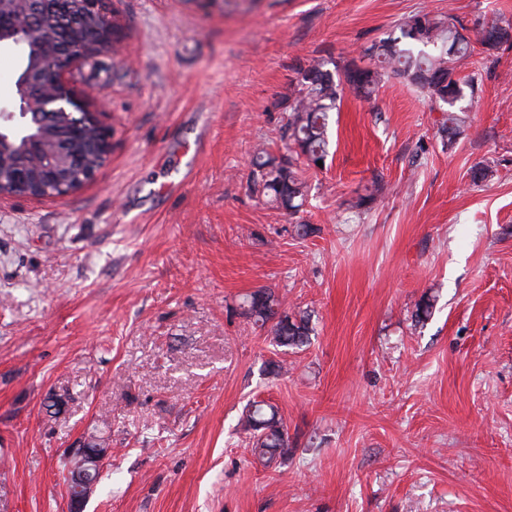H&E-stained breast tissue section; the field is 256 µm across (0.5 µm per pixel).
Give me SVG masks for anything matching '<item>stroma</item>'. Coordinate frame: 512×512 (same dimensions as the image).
I'll list each match as a JSON object with an SVG mask.
<instances>
[{
  "mask_svg": "<svg viewBox=\"0 0 512 512\" xmlns=\"http://www.w3.org/2000/svg\"><path fill=\"white\" fill-rule=\"evenodd\" d=\"M119 9V52L76 84L111 133L103 166L64 197L0 200V512H68L63 452L99 439L112 453L84 512H512V45L476 43L512 0ZM421 11L476 43L455 140L392 76L344 91L299 213L253 195L295 68L364 64ZM261 288L309 314L305 346L244 316ZM260 400L287 459L240 424Z\"/></svg>",
  "mask_w": 512,
  "mask_h": 512,
  "instance_id": "35a3bbf8",
  "label": "stroma"
}]
</instances>
